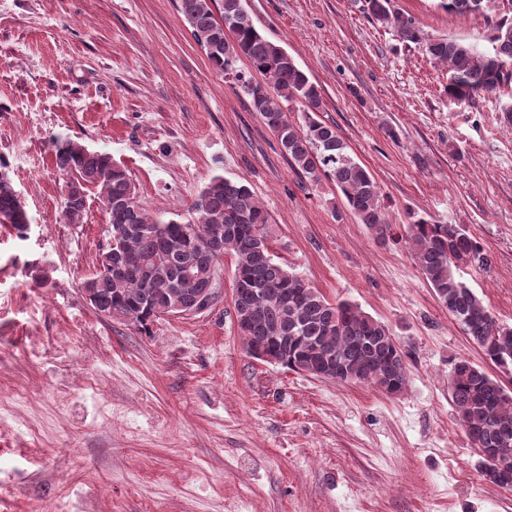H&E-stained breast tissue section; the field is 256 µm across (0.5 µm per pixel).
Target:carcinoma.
Instances as JSON below:
<instances>
[{
	"mask_svg": "<svg viewBox=\"0 0 512 512\" xmlns=\"http://www.w3.org/2000/svg\"><path fill=\"white\" fill-rule=\"evenodd\" d=\"M367 14L392 29L404 43L419 45L436 63L448 68L445 92L453 101L473 102L512 83V0H440V6L459 16L498 13L491 47L448 38L425 36L418 20L394 7L393 0H364ZM180 13L210 63L226 75L250 100L274 133L281 151L301 183L310 186L323 178L333 181L344 197L347 213L384 244L392 224L374 177L349 151L336 127L317 118L324 110L321 88L256 26L245 0H179ZM245 60L264 77L256 80L239 69ZM298 104L303 121H295L283 106ZM57 171L70 187L64 217L81 224L87 192L99 190L115 247H107L95 273L85 278L103 309L114 320L142 331L164 318L166 307L184 296L206 294L216 300L217 259L212 250L189 235L194 226L224 228V254L235 262L238 281L232 297L234 317L246 352L256 357L270 337L288 342L270 353L280 366L308 372L316 378L324 358H348L345 372L355 381L388 394L406 389V353L393 342V333L379 319L348 301L332 303L304 277L275 259L273 227L268 212L251 189L221 174L212 176L194 198L186 220L148 214L128 171L107 152L72 140L52 142ZM0 224L24 236L30 217L20 209L17 192L0 164ZM405 245L448 314L464 328L486 362L512 372V326L496 320L484 300L460 280L461 267L487 272L492 258L460 224H439L422 215L411 217ZM118 250L126 262L120 273L110 267V253ZM456 420L468 440L485 457L499 449L501 470L495 485H512V448H501L512 437V390L471 360L460 357L448 379Z\"/></svg>",
	"mask_w": 512,
	"mask_h": 512,
	"instance_id": "cac0c4a2",
	"label": "carcinoma"
}]
</instances>
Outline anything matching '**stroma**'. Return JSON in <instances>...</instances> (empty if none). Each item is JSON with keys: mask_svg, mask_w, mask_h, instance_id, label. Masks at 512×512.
<instances>
[{"mask_svg": "<svg viewBox=\"0 0 512 512\" xmlns=\"http://www.w3.org/2000/svg\"><path fill=\"white\" fill-rule=\"evenodd\" d=\"M426 35L486 49L493 16L395 0ZM321 89L394 224L428 213L494 257L462 281L512 325V84L451 102L447 68L373 22L363 0H247ZM107 152L152 214L185 213L215 174L270 213L279 259L329 301L385 322L408 354L389 396L249 356L234 262L207 309L150 334L101 320L80 284L109 225L97 190L64 216L51 139ZM0 161L31 218L0 224V512H512L448 398L456 358L484 365L404 242L379 245L332 182L303 186L249 99L213 67L177 0H0ZM46 268L36 282L30 266Z\"/></svg>", "mask_w": 512, "mask_h": 512, "instance_id": "obj_1", "label": "stroma"}]
</instances>
